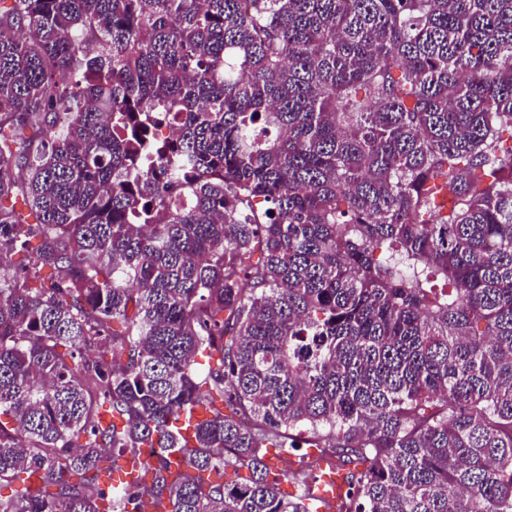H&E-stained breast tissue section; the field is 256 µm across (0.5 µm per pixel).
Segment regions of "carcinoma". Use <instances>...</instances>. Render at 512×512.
<instances>
[{
	"mask_svg": "<svg viewBox=\"0 0 512 512\" xmlns=\"http://www.w3.org/2000/svg\"><path fill=\"white\" fill-rule=\"evenodd\" d=\"M303 446L512 512V0H0V512H310ZM120 481L127 483L130 487L137 486L142 481L139 463H126L123 470L114 472L110 477L107 476V474L102 477V483L106 487L112 485L116 486Z\"/></svg>",
	"mask_w": 512,
	"mask_h": 512,
	"instance_id": "obj_1",
	"label": "carcinoma"
}]
</instances>
